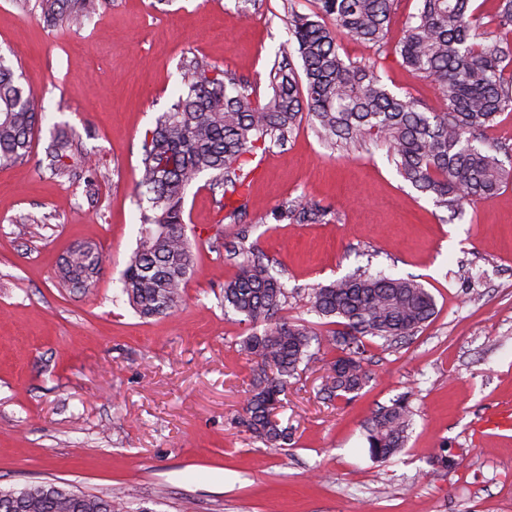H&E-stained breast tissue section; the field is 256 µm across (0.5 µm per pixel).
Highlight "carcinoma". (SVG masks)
Returning <instances> with one entry per match:
<instances>
[{"label": "carcinoma", "instance_id": "obj_1", "mask_svg": "<svg viewBox=\"0 0 512 512\" xmlns=\"http://www.w3.org/2000/svg\"><path fill=\"white\" fill-rule=\"evenodd\" d=\"M471 2L421 0L395 46L407 69L434 83L446 104L442 112H426L414 99L393 94L375 65L351 62L339 52L343 38L384 48L395 0H314L311 13H292L289 32L304 80L283 63L274 66L263 99L250 82L203 59L180 63L177 101L158 113L142 147L135 186L140 237L120 279L121 294L135 311L143 318L166 317L184 302L183 288L195 267L184 221L187 188L207 175L212 192L234 200L230 215L244 212L251 174L246 166L258 151L283 143L304 117L327 144L384 146L402 179L452 217L511 183L512 165L499 158L509 148L487 131L502 113L512 112V74H506L512 68V0H498L490 31ZM99 8L100 0L34 4L45 25L60 29L84 27ZM44 118L21 76L0 56V167L28 157ZM46 154L53 175L70 180L79 169L86 186L95 185L96 170L82 164L69 125L53 124ZM326 216V209L304 199L271 211L276 223L316 224ZM247 239L244 230L237 243L212 242L236 256L235 272L224 281V314L251 325L238 341L253 363L239 424L266 447L283 448L290 434L280 415L290 380L329 355L325 398H355L371 379L365 338L390 346L415 335L435 316L436 301L411 277L355 272L306 293L310 312L328 328L281 319L293 292ZM102 266L96 246H79L58 265V284L73 292L85 288ZM412 421L404 397L372 410L363 423L370 456L385 461L400 454ZM0 512L143 510L132 493L90 495L44 483L0 488Z\"/></svg>", "mask_w": 512, "mask_h": 512}]
</instances>
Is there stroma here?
<instances>
[{
    "mask_svg": "<svg viewBox=\"0 0 512 512\" xmlns=\"http://www.w3.org/2000/svg\"><path fill=\"white\" fill-rule=\"evenodd\" d=\"M419 7L398 0L385 52L345 39L340 53L438 112L433 83L393 50ZM311 9V0H104L66 33L21 0H0V55L46 115L27 159L0 167L1 488L132 490L146 512H512V436L475 435L487 411L512 406V184L453 218L402 179L385 148H333L304 120L253 159L241 222L227 219L206 177L188 187L196 267L177 313L145 319L120 294L138 238L145 133L177 99L181 60L202 57L266 96L274 63L300 69L290 13ZM58 122L96 165V191L47 170ZM297 198L325 208L324 222L271 223ZM243 227L295 291L288 320H312L308 288L358 270L414 277L437 303L409 340L368 342L372 379L353 400L323 399L325 363L306 370L288 388L292 439L277 450L237 422L251 369L238 342L249 326L224 313L234 267L211 241ZM83 243L101 248L102 270L92 288L65 291L57 265ZM402 395L414 410L407 447L374 460L363 421ZM443 444L455 467L437 464Z\"/></svg>",
    "mask_w": 512,
    "mask_h": 512,
    "instance_id": "obj_1",
    "label": "stroma"
}]
</instances>
